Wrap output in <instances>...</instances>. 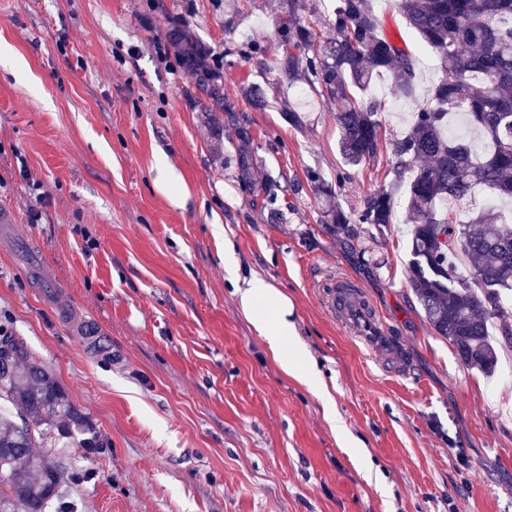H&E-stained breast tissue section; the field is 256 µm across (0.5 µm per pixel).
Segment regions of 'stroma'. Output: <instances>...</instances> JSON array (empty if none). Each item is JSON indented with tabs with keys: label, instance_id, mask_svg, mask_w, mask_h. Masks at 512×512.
Masks as SVG:
<instances>
[{
	"label": "stroma",
	"instance_id": "1",
	"mask_svg": "<svg viewBox=\"0 0 512 512\" xmlns=\"http://www.w3.org/2000/svg\"><path fill=\"white\" fill-rule=\"evenodd\" d=\"M281 3L0 0V208L16 215L0 230V325L99 435V453L51 451L93 473L69 497L78 512H512V348L493 377L467 368L407 282V185L387 144L427 100L432 54L394 0H372L417 59L415 93L371 88L386 147L347 166L335 105L278 69ZM175 25L224 72L235 117L223 160L168 40ZM240 125L273 201L240 187ZM311 170L347 211L392 191L395 223L329 229ZM228 251L240 281L291 300L296 372L242 308ZM327 270L365 286L410 380L384 378L325 314L315 283ZM43 272L55 281L44 291Z\"/></svg>",
	"mask_w": 512,
	"mask_h": 512
}]
</instances>
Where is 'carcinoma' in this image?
I'll use <instances>...</instances> for the list:
<instances>
[{
	"instance_id": "1",
	"label": "carcinoma",
	"mask_w": 512,
	"mask_h": 512,
	"mask_svg": "<svg viewBox=\"0 0 512 512\" xmlns=\"http://www.w3.org/2000/svg\"><path fill=\"white\" fill-rule=\"evenodd\" d=\"M304 8L301 0H287L288 25L278 30L280 72L288 83L303 80L336 103L343 159L366 164L383 144V105L364 94L387 78L395 96L411 97L415 59L380 33L371 0H336L334 33L326 38L302 23ZM397 10L431 50L438 72L430 103L391 143L395 179L409 178L407 281L432 330L466 367L490 375L498 340L489 326L497 324L500 341L512 344L505 310L512 294V224L493 206L470 212L443 203L464 202L476 185L512 200V0H397ZM170 40L196 90L233 114L224 104V75L206 63L201 45L178 30ZM204 119L219 156L224 123L211 112ZM256 150L250 132L238 127L239 183L258 197L269 189L257 179ZM307 180L324 201L323 223L335 230L349 234L354 224H371L384 233L394 223L396 202L388 190L365 194L348 213L319 174L310 171ZM0 350L9 353L0 362V396L13 406L0 412V512H71L60 492L67 465L35 449L66 438L94 451L101 447L96 431L24 343L1 328Z\"/></svg>"
}]
</instances>
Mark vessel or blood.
I'll list each match as a JSON object with an SVG mask.
<instances>
[{
	"instance_id": "vessel-or-blood-1",
	"label": "vessel or blood",
	"mask_w": 512,
	"mask_h": 512,
	"mask_svg": "<svg viewBox=\"0 0 512 512\" xmlns=\"http://www.w3.org/2000/svg\"><path fill=\"white\" fill-rule=\"evenodd\" d=\"M320 301L343 331L380 355V369L392 377L408 378L410 365L385 318L377 311L363 285L353 277L329 271L317 283Z\"/></svg>"
}]
</instances>
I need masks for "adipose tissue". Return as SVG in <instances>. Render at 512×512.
I'll use <instances>...</instances> for the list:
<instances>
[{"mask_svg":"<svg viewBox=\"0 0 512 512\" xmlns=\"http://www.w3.org/2000/svg\"><path fill=\"white\" fill-rule=\"evenodd\" d=\"M243 308L250 314L256 329L267 338L274 355L285 370L297 367V345L293 340L294 323L290 300L264 281L251 279L238 291Z\"/></svg>","mask_w":512,"mask_h":512,"instance_id":"obj_1","label":"adipose tissue"}]
</instances>
